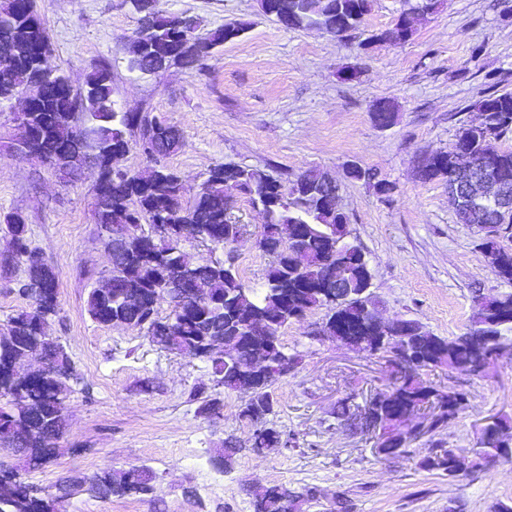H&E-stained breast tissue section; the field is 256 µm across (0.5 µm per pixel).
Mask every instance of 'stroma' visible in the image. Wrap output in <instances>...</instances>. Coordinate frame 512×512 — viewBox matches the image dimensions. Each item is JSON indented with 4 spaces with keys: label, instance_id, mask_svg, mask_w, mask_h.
I'll return each instance as SVG.
<instances>
[{
    "label": "stroma",
    "instance_id": "obj_1",
    "mask_svg": "<svg viewBox=\"0 0 512 512\" xmlns=\"http://www.w3.org/2000/svg\"><path fill=\"white\" fill-rule=\"evenodd\" d=\"M409 6L372 0L360 29L337 39L283 27L262 15L257 0H160L164 13L195 18L198 36L235 21L245 31L213 49L203 71L146 75L128 68V40L140 24L129 0H35L50 37L49 61L74 87L107 66L121 111L164 115L180 131L182 146L166 162L182 179L185 201L219 163L291 181L312 167L327 172L339 184L351 239L368 260L381 317L411 318L451 338L469 325L478 298L512 293V282L489 268L477 227L457 221L447 181L422 180L418 162L452 148L459 128L478 120L473 103L489 85L512 91V0H443L405 44L374 41ZM380 102L397 113L390 127L373 121ZM21 108L18 99L0 104V256L11 249L3 219L21 213L32 247L59 275V313L48 332L65 346L74 377L67 427L51 459L32 466L21 451L0 446V472L21 473L43 498H59V512H253L257 484L316 488L318 498L303 512H337L342 498L346 512L512 505V462L449 478L408 457L378 455L375 432L338 424L339 403L364 404L384 390L392 367L386 353L313 339L318 312L282 333L299 363L275 389V424L294 447L248 452L245 392H224L219 415H200L189 392L211 381L205 359L160 350L136 329L90 318L87 295L112 267L95 216L100 171L86 161L64 177L15 155L9 145ZM354 165L377 171L390 193L347 178ZM232 216L245 226L235 269L246 285L261 287L270 265L257 244L262 219L242 196ZM419 379L469 393L468 408L441 431L460 451L473 445L481 418H512V358L492 360L478 376L436 368ZM230 435L244 450L226 469L214 458ZM139 466L152 472L151 494L59 496L66 480Z\"/></svg>",
    "mask_w": 512,
    "mask_h": 512
}]
</instances>
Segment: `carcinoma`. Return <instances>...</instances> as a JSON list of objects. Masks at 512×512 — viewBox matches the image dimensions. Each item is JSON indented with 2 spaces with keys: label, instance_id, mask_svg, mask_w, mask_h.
Here are the masks:
<instances>
[{
  "label": "carcinoma",
  "instance_id": "cac0c4a2",
  "mask_svg": "<svg viewBox=\"0 0 512 512\" xmlns=\"http://www.w3.org/2000/svg\"><path fill=\"white\" fill-rule=\"evenodd\" d=\"M278 4L288 8L289 28H323L337 38L357 30L371 9V0H278ZM440 6L441 0H417L398 16L394 26L381 34L392 35L395 44L402 45L415 33L416 15L434 13ZM141 24L153 28L154 34L145 45H132L130 69L141 71L148 66L155 72L182 54L184 68L200 70L210 50L239 37L244 30L242 24L230 23L204 38H192V44L188 45L184 39L186 28L176 24V17L162 13L155 2L144 13ZM39 44L50 46L35 4L28 0H0V103L12 100L20 89L33 82L40 83L45 94L41 111L31 115L22 112L17 117L37 129L36 147L27 156L45 161L68 152L81 157L89 147L91 134L116 148L128 145L132 134L142 129L145 119L131 112L116 111L109 68L99 67L88 77L85 89L77 92L80 98H92L95 108L74 112V98L57 90L56 80L64 78V74L47 59L38 66L33 65L30 50ZM476 109L481 121L461 127L454 148L464 157L490 158L501 170L512 174V150L498 146L503 137L512 134V92L501 93L489 87L476 103ZM136 144L148 162L143 171L133 173L120 167V160L110 157L98 161L107 192L97 196L96 221L106 228L105 243L109 248L112 235L127 234L123 252L112 261L110 276L124 281L128 289H91L86 300L89 316L100 324L120 321L151 340L163 336V349L192 356L198 355L197 344L205 336H242L250 322L269 319L272 340L266 356L274 365L268 367L241 408L240 416L253 427L250 440L253 453L264 455L290 447V435L272 423L278 408L275 386L298 363L297 356L285 351L282 331L292 321L315 310L324 312L322 323L326 324L338 314L354 322L364 319L376 307L369 293L371 271L361 273L368 261L360 248L347 240V217L324 202L333 187L323 184V173L307 170L283 196L274 197L267 193V187L279 182L278 178L258 168L224 162L208 169L193 201L186 204L180 177L164 163L167 156L182 146L179 130L157 116L150 123L149 136L138 138ZM355 179L372 185L382 195L391 191L370 169H358ZM234 192L247 196L263 218L259 246L271 257L265 288L258 291L245 286L234 267L222 260L195 264L193 268L206 285V294L198 301L194 316L178 322L175 314L179 302L169 282L187 261L182 244L188 236L178 231L155 236L148 232V227L163 220L203 237H213L216 239L211 245L213 250L227 249L241 231L237 224L224 223V212L232 208ZM6 223L12 236L13 262L27 265L29 271L30 281L22 283L18 292L31 304L11 316L7 332L0 335V364L6 366L16 357L34 356L49 359L55 366L36 386L24 387L14 381L0 380V443H8L25 428L28 436L25 453L46 460L54 454V441L66 427L71 364L58 338L45 334L31 340L29 336L34 318L45 313L52 317L58 314V274L41 260H30L35 251L29 245L27 223L22 214L9 215ZM275 224H311L313 235L304 242L284 247L269 235V228ZM500 239L499 235H485L483 252L493 271L512 281V250L504 248ZM330 268L338 269L344 281L351 285L339 304L330 301L331 292L336 290L332 285L293 287L296 277L321 281ZM164 299L171 304L172 311L161 317L158 305ZM500 306L512 308V293L483 301L481 310L466 328L468 334L489 337L490 351L499 342L512 340V321L496 319ZM406 324V333L397 341L360 346L362 351L384 352L395 358L403 349L424 355L428 353L426 346L434 344L435 353L430 360L399 376L379 394L378 454L383 456L409 455L410 442L417 438V434L408 433L393 416L395 406L410 403L415 408H429L433 432L447 427L448 421L467 406L466 393L424 386L418 381L419 371L446 367L477 375L487 363V356L476 353L460 336L451 339L434 336L410 318ZM207 362L213 383L209 388H194L190 400L200 403V413L212 415L223 407L221 391L235 390L241 382L240 373L227 367L223 359L213 357ZM505 444L512 446V420L494 416L476 438L474 447L478 453L473 456L470 468H484L490 460H512V452L503 450ZM454 452L455 448L443 439H431L418 466L427 472L452 477ZM151 480L152 473L144 467L109 470L89 479L88 492L101 499L124 498L145 493ZM252 496L254 512H297L300 502L315 498L316 489L295 492L283 485L260 486L252 491ZM0 512H55V502L46 499L36 511L26 488L7 481L0 485Z\"/></svg>",
  "mask_w": 512,
  "mask_h": 512
}]
</instances>
